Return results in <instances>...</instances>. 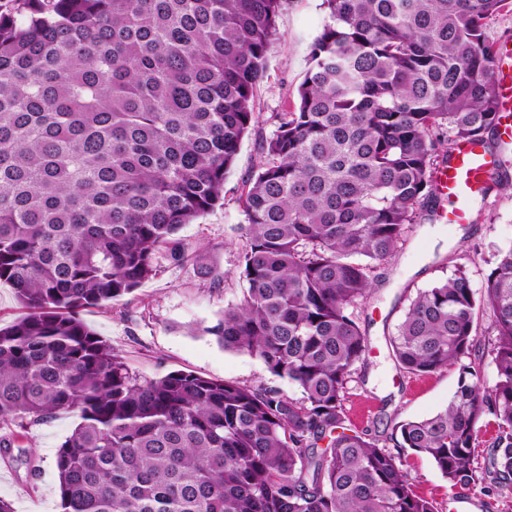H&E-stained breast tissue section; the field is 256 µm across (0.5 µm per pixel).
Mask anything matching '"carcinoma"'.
<instances>
[{"instance_id":"cac0c4a2","label":"carcinoma","mask_w":512,"mask_h":512,"mask_svg":"<svg viewBox=\"0 0 512 512\" xmlns=\"http://www.w3.org/2000/svg\"><path fill=\"white\" fill-rule=\"evenodd\" d=\"M284 3L0 0V282L27 308L0 327V426L77 415L55 455L61 512H438L408 449L454 490L512 485V246L479 295L462 266L419 292L390 340L410 374L457 370L443 410L390 448L344 405L369 351L354 309L435 221L437 173L463 141L505 149L487 25L512 0H324L299 104L267 138L254 88ZM250 133L247 288L208 332L300 399L182 370L142 380L81 318L162 253L203 264L175 236L222 200ZM511 189L500 162L484 195Z\"/></svg>"}]
</instances>
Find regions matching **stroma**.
<instances>
[{
    "mask_svg": "<svg viewBox=\"0 0 512 512\" xmlns=\"http://www.w3.org/2000/svg\"><path fill=\"white\" fill-rule=\"evenodd\" d=\"M323 0H287L278 19L264 77L256 86L255 110L265 136H273L272 113L292 107L303 81L310 47L326 19ZM257 161L254 137H244L236 161L224 180V204L183 226L178 239L207 253L204 268L189 262L158 259L157 271L131 295L106 308L83 311V320L124 356L130 370L147 379L183 370L253 388H272L301 397L288 379L273 376L258 357L224 349L209 329L225 306L243 297L239 256L244 216L238 202L242 185ZM467 224L424 223L409 233L396 255L381 269L382 280L357 314L370 339V351L348 385L347 417L356 430L378 438L394 425L444 409L457 385L448 369L426 377L400 372L390 339L417 292L465 266L473 289L497 261L499 250L512 247V191L490 194L470 204ZM78 422L68 412L21 431L2 429L0 437L26 450L31 463L0 452V497L15 512H59L56 451ZM407 467L417 490L439 512H512V487L490 492L481 487L456 493L424 454L407 452Z\"/></svg>",
    "mask_w": 512,
    "mask_h": 512,
    "instance_id": "35a3bbf8",
    "label": "stroma"
}]
</instances>
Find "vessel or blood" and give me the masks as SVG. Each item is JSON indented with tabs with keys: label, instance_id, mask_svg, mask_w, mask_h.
Masks as SVG:
<instances>
[{
	"label": "vessel or blood",
	"instance_id": "b4317fda",
	"mask_svg": "<svg viewBox=\"0 0 512 512\" xmlns=\"http://www.w3.org/2000/svg\"><path fill=\"white\" fill-rule=\"evenodd\" d=\"M495 163V157L481 143L470 141L454 148L448 166L437 175L441 195L449 203L448 209L440 213L442 223H469V203L480 196Z\"/></svg>",
	"mask_w": 512,
	"mask_h": 512
}]
</instances>
